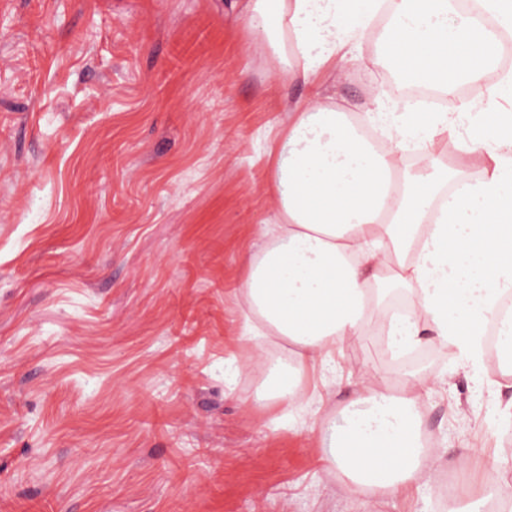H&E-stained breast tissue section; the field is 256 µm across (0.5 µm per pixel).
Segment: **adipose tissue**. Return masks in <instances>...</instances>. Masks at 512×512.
<instances>
[{"label":"adipose tissue","mask_w":512,"mask_h":512,"mask_svg":"<svg viewBox=\"0 0 512 512\" xmlns=\"http://www.w3.org/2000/svg\"><path fill=\"white\" fill-rule=\"evenodd\" d=\"M237 17L271 48L275 74L316 86L339 81L363 60L412 84L440 91L441 110L411 118L417 106L374 91L357 121L335 96L315 94L290 109L266 184L273 214L240 287L239 339L262 378L263 409L296 405L306 374L327 381L336 351L372 329L397 353L429 341L452 344L482 365V339L496 327L512 357V70L499 74L480 104L459 103L460 82L483 83L488 67L469 52L490 46L487 31L448 0H234ZM421 155L402 168L407 151ZM455 154L456 166L444 165ZM481 156L479 178L466 173ZM410 293V312L387 314L381 286ZM288 346L270 357L265 340ZM438 382L402 375L400 392L373 371L342 411L321 458L326 471L360 490L398 498L431 478L440 456L421 431L423 398Z\"/></svg>","instance_id":"ef3b65f1"}]
</instances>
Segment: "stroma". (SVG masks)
I'll list each match as a JSON object with an SVG mask.
<instances>
[{
  "label": "stroma",
  "mask_w": 512,
  "mask_h": 512,
  "mask_svg": "<svg viewBox=\"0 0 512 512\" xmlns=\"http://www.w3.org/2000/svg\"><path fill=\"white\" fill-rule=\"evenodd\" d=\"M229 0H0V512H438L434 485L393 500L322 470L324 424L251 407L237 290L272 203L266 151L313 90L271 77ZM387 72L336 86L357 109ZM395 381L369 334L346 346ZM423 426L444 467L463 452L469 512L500 460L498 361L473 381L454 348Z\"/></svg>",
  "instance_id": "obj_1"
}]
</instances>
